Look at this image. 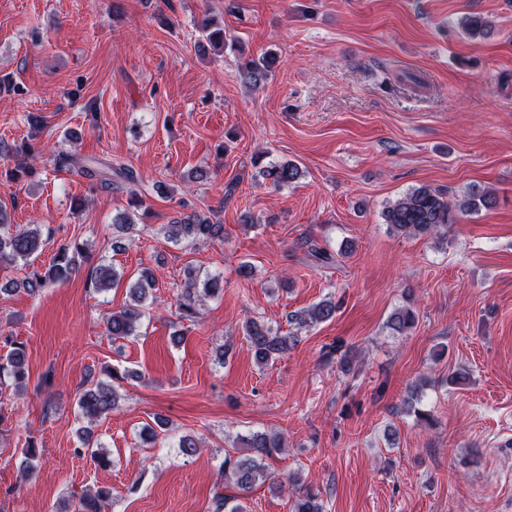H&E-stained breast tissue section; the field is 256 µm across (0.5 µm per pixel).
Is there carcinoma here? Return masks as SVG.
<instances>
[{
	"label": "carcinoma",
	"mask_w": 512,
	"mask_h": 512,
	"mask_svg": "<svg viewBox=\"0 0 512 512\" xmlns=\"http://www.w3.org/2000/svg\"><path fill=\"white\" fill-rule=\"evenodd\" d=\"M462 26L467 34L475 38L485 34L488 24L483 17L470 15L463 19ZM238 49V42L228 39L224 28L214 22L203 21L198 25L197 49L205 53L211 48L222 50L225 47ZM274 59L262 56L251 58L240 64L239 77L252 91L261 89L273 72ZM54 168L58 172L65 171L77 174L85 179L112 190H123L130 186V205L140 210L147 208L143 196L133 186L138 183L134 171L123 165L118 167L95 157L81 156L76 153L61 152L56 155ZM263 177L273 186L281 188L296 182L302 171L291 161L270 162L262 171ZM496 197L488 192L471 195L462 200H451L447 194L428 185L417 187L396 200L383 211V219L390 231L408 236H427L437 233L440 229L456 223L458 214L477 212L496 205ZM119 236L112 242V250L125 249L128 236L135 229L134 215L124 212L117 215L113 222ZM168 240L178 244L184 240L196 242H224V225L213 220L203 212H182L164 225ZM50 239L37 228L19 227L11 224L7 206L0 203V266H10L18 261H27L30 257L43 250ZM85 244L75 242L70 246L58 249L51 259L47 272L32 270L22 281V290L32 295L46 284V281L59 282L67 279L75 270L78 258L83 256ZM123 274L111 264L102 263L90 273V283L97 290L113 288L121 283ZM185 282L177 296V308L180 317L191 320L198 314V308L208 299L219 296L224 288V277L208 275L199 278L196 269L188 267L184 271ZM155 287L152 276L143 271L135 279L128 282V303L119 311L112 312L106 319V331L113 339L128 338L137 335L141 321L146 314L150 291ZM336 302L325 299L308 310L297 311L289 316L288 322L298 328L314 323L327 322L335 317ZM417 314L413 309V299L406 297V304L397 308L390 316L387 327L394 335H403L416 325ZM243 334L256 364L263 368L275 363L297 342L294 334H283L259 317L249 316L243 325ZM8 347V352L0 356V379H11L17 388H22L26 378V351L23 344L6 336L0 341ZM327 363L337 361L339 369L345 373L352 370L353 360L350 351L340 352L336 345L328 346L324 354ZM118 399L115 386L99 379L88 378L84 384L78 407L89 421L94 422L110 415ZM245 448L235 452L225 451L224 461L220 468L224 471V479L232 482L240 492L249 491L260 478H268L265 459L272 458L285 448L282 437L265 432H254L242 439ZM26 461L20 466V478L30 480L36 457V448L32 441H27L23 449ZM289 484L294 486L296 498L293 512H324V503L319 493L310 487H304L293 479ZM112 492L99 487L83 495L75 512H106L110 505ZM214 512H246V507L237 496H226L222 493L213 499Z\"/></svg>",
	"instance_id": "carcinoma-1"
}]
</instances>
